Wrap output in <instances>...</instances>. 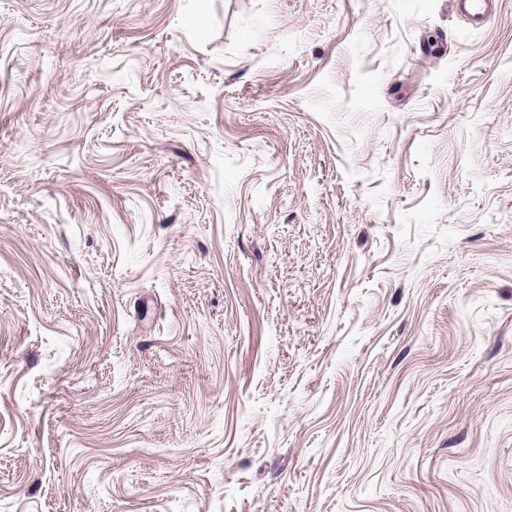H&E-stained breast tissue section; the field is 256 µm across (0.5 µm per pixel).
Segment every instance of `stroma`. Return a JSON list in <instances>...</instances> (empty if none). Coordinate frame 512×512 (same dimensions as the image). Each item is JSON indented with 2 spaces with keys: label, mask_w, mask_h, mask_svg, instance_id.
Segmentation results:
<instances>
[{
  "label": "stroma",
  "mask_w": 512,
  "mask_h": 512,
  "mask_svg": "<svg viewBox=\"0 0 512 512\" xmlns=\"http://www.w3.org/2000/svg\"><path fill=\"white\" fill-rule=\"evenodd\" d=\"M0 512H512V0H0ZM457 14L481 27L495 12V0H454Z\"/></svg>",
  "instance_id": "35a3bbf8"
}]
</instances>
